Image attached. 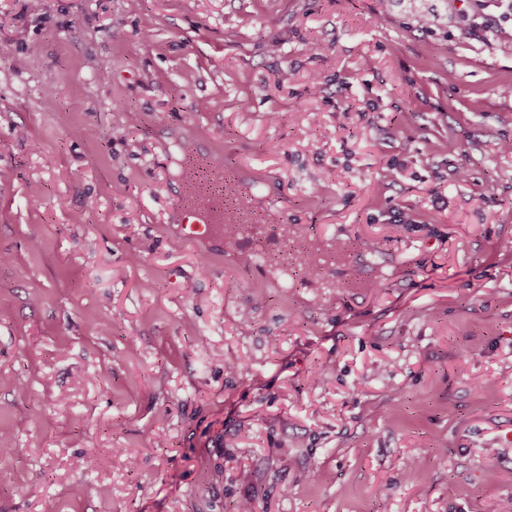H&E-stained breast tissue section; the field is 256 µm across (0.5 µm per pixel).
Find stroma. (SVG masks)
I'll use <instances>...</instances> for the list:
<instances>
[{
    "label": "stroma",
    "instance_id": "stroma-1",
    "mask_svg": "<svg viewBox=\"0 0 512 512\" xmlns=\"http://www.w3.org/2000/svg\"><path fill=\"white\" fill-rule=\"evenodd\" d=\"M412 7L0 0V512H512V0ZM191 141L334 287L193 241ZM428 1H434L437 3H433L428 6L424 3V6L416 9L412 16L416 25L422 21H426V28H432L439 22L443 15H447L448 19V0H420V2Z\"/></svg>",
    "mask_w": 512,
    "mask_h": 512
}]
</instances>
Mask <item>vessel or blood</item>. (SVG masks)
I'll return each mask as SVG.
<instances>
[{"mask_svg":"<svg viewBox=\"0 0 512 512\" xmlns=\"http://www.w3.org/2000/svg\"><path fill=\"white\" fill-rule=\"evenodd\" d=\"M180 152L183 190L175 207L196 219L195 234L200 240H232L237 251L253 255L258 262L274 252L293 257L306 252V245L290 233L272 238L266 235L252 208L238 205L240 191L223 164L192 145L181 147Z\"/></svg>","mask_w":512,"mask_h":512,"instance_id":"vessel-or-blood-1","label":"vessel or blood"}]
</instances>
